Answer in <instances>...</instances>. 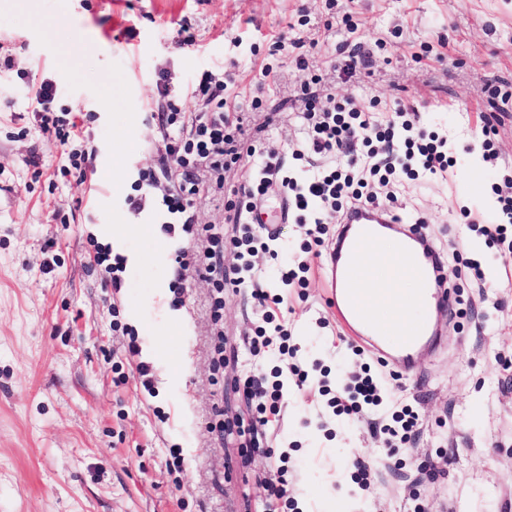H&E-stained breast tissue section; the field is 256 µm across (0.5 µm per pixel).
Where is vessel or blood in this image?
<instances>
[{
	"mask_svg": "<svg viewBox=\"0 0 512 512\" xmlns=\"http://www.w3.org/2000/svg\"><path fill=\"white\" fill-rule=\"evenodd\" d=\"M387 234L396 251L385 263L370 264L368 254L377 253ZM328 271L329 307L344 335L412 370L420 347L437 336L434 313L447 301L425 230L379 208H356L341 221ZM405 278L417 281V289L401 292L398 283Z\"/></svg>",
	"mask_w": 512,
	"mask_h": 512,
	"instance_id": "vessel-or-blood-1",
	"label": "vessel or blood"
}]
</instances>
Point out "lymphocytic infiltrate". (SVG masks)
Returning <instances> with one entry per match:
<instances>
[{
  "instance_id": "lymphocytic-infiltrate-1",
  "label": "lymphocytic infiltrate",
  "mask_w": 512,
  "mask_h": 512,
  "mask_svg": "<svg viewBox=\"0 0 512 512\" xmlns=\"http://www.w3.org/2000/svg\"><path fill=\"white\" fill-rule=\"evenodd\" d=\"M196 92L210 103L204 115L192 117L174 105L159 111L157 119L166 139L175 145L174 161L183 170L178 193L163 196L165 217L169 223L192 225L195 216L190 209L193 196L200 193L204 182L199 168L218 174L228 166L227 147L234 141L230 118L224 112V84L209 72L199 74L194 82ZM56 91L51 81H42L33 97L32 110L43 133L55 135L60 143L79 137L77 127L53 113ZM307 123L306 147L313 156L327 159V166L299 175L287 173L282 160L273 153L263 155L257 164L260 175L255 188L245 194L246 221L242 245L253 246L260 236L253 223L258 209L269 192L287 194L298 213V221L311 225L313 233H321L336 212L360 206H380L392 211L394 200L379 201L368 189L369 179L387 183L400 175L412 178H436L447 174L455 159L448 153L447 136L419 128L417 113L396 108L386 123H378L356 109L351 99H328L322 107L305 104L302 111ZM252 298L264 310L265 325L252 341L254 350L277 348L284 356H294L288 346V324L277 318L273 307L279 297L256 288ZM383 386L375 374L355 376L342 391L329 401L336 413L353 415L382 402Z\"/></svg>"
}]
</instances>
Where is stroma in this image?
Listing matches in <instances>:
<instances>
[{
    "label": "stroma",
    "instance_id": "1",
    "mask_svg": "<svg viewBox=\"0 0 512 512\" xmlns=\"http://www.w3.org/2000/svg\"><path fill=\"white\" fill-rule=\"evenodd\" d=\"M354 55L363 62L346 71ZM203 70L224 81L239 145L276 151L294 173L312 95L353 97L378 121L406 105L447 134V175L396 189L403 213L425 221L451 291L414 375L353 352L337 326L323 275L336 225L318 246L296 221L267 225L268 250L241 272L232 239L251 162L193 197V234L163 224L157 201L181 170L157 107L204 110L188 92ZM46 79L56 115L94 152L88 170L66 169L36 124L31 97ZM495 115L489 162L475 140ZM145 172L157 187L139 188ZM511 173L512 0H0V512H512V264L477 230ZM110 224L126 225L140 258L117 289L96 260ZM210 224L224 230L225 279L283 296L309 373L303 386L286 381L275 421L255 433L245 381L281 366L251 350L255 304L176 262L203 249ZM460 258L480 263L483 284L457 277ZM301 260L305 288H282L280 269ZM131 342L160 355H130ZM364 366L384 378L385 411L419 414V434L395 451L367 416L333 415L319 392ZM280 469L288 498L272 503L263 480Z\"/></svg>",
    "mask_w": 512,
    "mask_h": 512
}]
</instances>
